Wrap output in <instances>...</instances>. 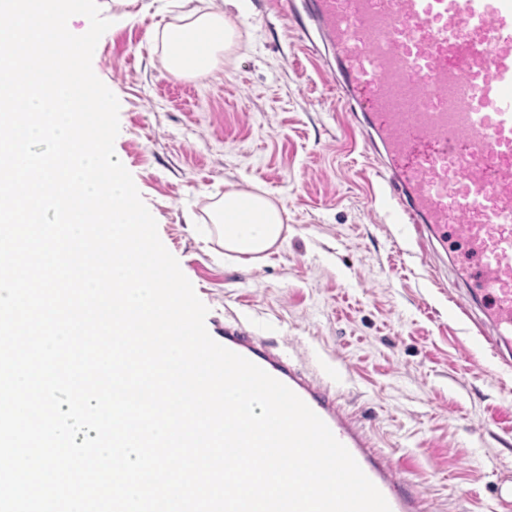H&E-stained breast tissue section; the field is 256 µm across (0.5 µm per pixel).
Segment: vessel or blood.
Segmentation results:
<instances>
[{"instance_id": "b4317fda", "label": "vessel or blood", "mask_w": 512, "mask_h": 512, "mask_svg": "<svg viewBox=\"0 0 512 512\" xmlns=\"http://www.w3.org/2000/svg\"><path fill=\"white\" fill-rule=\"evenodd\" d=\"M336 102L420 264L456 247L454 307L512 370V0H312ZM219 344L287 385L330 428L391 512H432L330 383L238 321Z\"/></svg>"}]
</instances>
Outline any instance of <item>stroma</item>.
Segmentation results:
<instances>
[{"instance_id":"35a3bbf8","label":"stroma","mask_w":512,"mask_h":512,"mask_svg":"<svg viewBox=\"0 0 512 512\" xmlns=\"http://www.w3.org/2000/svg\"><path fill=\"white\" fill-rule=\"evenodd\" d=\"M121 15L92 59L121 95L117 151L159 237L208 307L236 316L335 385L433 512H496L512 475V374L471 335L400 223H376L359 133L330 78L269 0H237L239 45L220 70L178 80L157 31L178 0H103ZM266 191L288 218L263 260L229 261L208 212L225 191Z\"/></svg>"}]
</instances>
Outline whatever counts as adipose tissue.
Returning a JSON list of instances; mask_svg holds the SVG:
<instances>
[{
  "mask_svg": "<svg viewBox=\"0 0 512 512\" xmlns=\"http://www.w3.org/2000/svg\"><path fill=\"white\" fill-rule=\"evenodd\" d=\"M166 70L178 78L215 71L238 45V33L218 0H197L178 23L156 35ZM226 254L262 259L279 248L288 231L282 208L266 193L232 189L210 208Z\"/></svg>",
  "mask_w": 512,
  "mask_h": 512,
  "instance_id": "ef3b65f1",
  "label": "adipose tissue"
}]
</instances>
